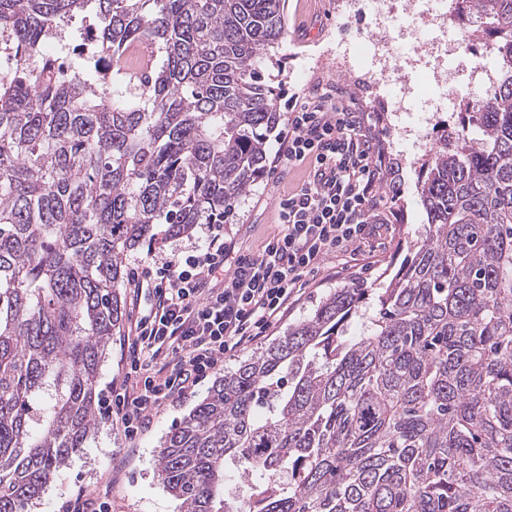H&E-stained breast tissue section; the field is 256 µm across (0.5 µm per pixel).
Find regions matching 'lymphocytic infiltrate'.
I'll use <instances>...</instances> for the list:
<instances>
[{"instance_id":"obj_1","label":"lymphocytic infiltrate","mask_w":512,"mask_h":512,"mask_svg":"<svg viewBox=\"0 0 512 512\" xmlns=\"http://www.w3.org/2000/svg\"><path fill=\"white\" fill-rule=\"evenodd\" d=\"M297 169L303 179L275 207L282 229L258 253H236L219 216L202 227L197 245L133 279L148 302L127 337L129 369L112 388L126 435L147 429L163 404L191 392L226 353L265 335L328 254L359 250L388 175L363 118L331 94L304 98L288 115L269 175L283 181Z\"/></svg>"}]
</instances>
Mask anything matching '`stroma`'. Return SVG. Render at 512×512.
Returning a JSON list of instances; mask_svg holds the SVG:
<instances>
[{
	"mask_svg": "<svg viewBox=\"0 0 512 512\" xmlns=\"http://www.w3.org/2000/svg\"><path fill=\"white\" fill-rule=\"evenodd\" d=\"M284 13L286 29L278 53L280 64L264 73L278 93V111L288 115L304 94L332 87L342 89L344 103L362 112L366 126L377 134L387 163L398 167L400 189L395 192L390 186L381 187L384 202L361 251L327 256L310 277L302 298L266 336L248 348L225 354L222 369L226 372L265 349L290 325L309 317L321 298L336 288L355 283L372 289L392 278L411 256L426 222L418 181L427 150L400 143L388 126L386 114L376 111L355 80L336 74L326 61L327 55L335 52L337 39L354 42L367 37L363 19L337 14L336 0H285ZM287 188V183L262 176L242 197L231 224L224 227L226 238L234 239L237 250L245 254L256 252L266 237L279 232L273 214L278 196ZM129 329L125 322L115 331L101 365L97 426L87 450L53 476L28 512H66L69 501L82 492L108 499L112 512H180L178 500L165 491L158 478L156 459L165 434L211 391L216 378L208 376L184 399L163 406L146 432L131 440L125 438L109 400L111 383L122 379L127 370Z\"/></svg>",
	"mask_w": 512,
	"mask_h": 512,
	"instance_id": "1",
	"label": "stroma"
}]
</instances>
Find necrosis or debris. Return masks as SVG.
<instances>
[{
	"label": "necrosis or debris",
	"instance_id": "obj_1",
	"mask_svg": "<svg viewBox=\"0 0 512 512\" xmlns=\"http://www.w3.org/2000/svg\"><path fill=\"white\" fill-rule=\"evenodd\" d=\"M394 0H337V12L359 13L369 35L361 42L349 44L331 56L332 68L361 81L372 102L384 103L386 111L405 113L407 123H396L400 137L414 134L410 123L414 111L405 110L404 96L418 98L425 112H452L456 97L448 91V72L471 76L472 89L487 94L498 82L499 73L487 58L471 59L469 66L454 69L453 55L462 37L461 30L449 27L452 13L448 0H401L408 28L417 33L416 41L403 47H393L387 35V23L393 12Z\"/></svg>",
	"mask_w": 512,
	"mask_h": 512
}]
</instances>
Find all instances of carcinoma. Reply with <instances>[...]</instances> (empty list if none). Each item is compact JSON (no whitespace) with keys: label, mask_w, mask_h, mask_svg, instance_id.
<instances>
[{"label":"carcinoma","mask_w":512,"mask_h":512,"mask_svg":"<svg viewBox=\"0 0 512 512\" xmlns=\"http://www.w3.org/2000/svg\"><path fill=\"white\" fill-rule=\"evenodd\" d=\"M454 22L500 78L425 162V239L357 335L368 289L345 285L166 435L181 512H512V0ZM73 29L94 41L67 68L41 55ZM284 34L282 0H0V512L95 430L127 253L263 172Z\"/></svg>","instance_id":"obj_1"}]
</instances>
